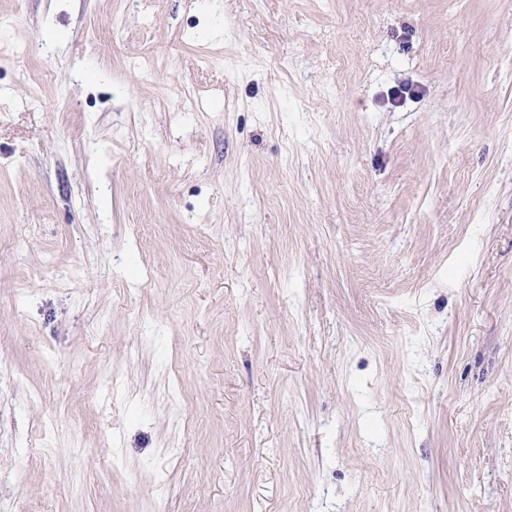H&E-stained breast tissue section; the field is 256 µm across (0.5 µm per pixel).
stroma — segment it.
<instances>
[{"mask_svg":"<svg viewBox=\"0 0 512 512\" xmlns=\"http://www.w3.org/2000/svg\"><path fill=\"white\" fill-rule=\"evenodd\" d=\"M0 512H512V0H0Z\"/></svg>","mask_w":512,"mask_h":512,"instance_id":"obj_1","label":"stroma"}]
</instances>
